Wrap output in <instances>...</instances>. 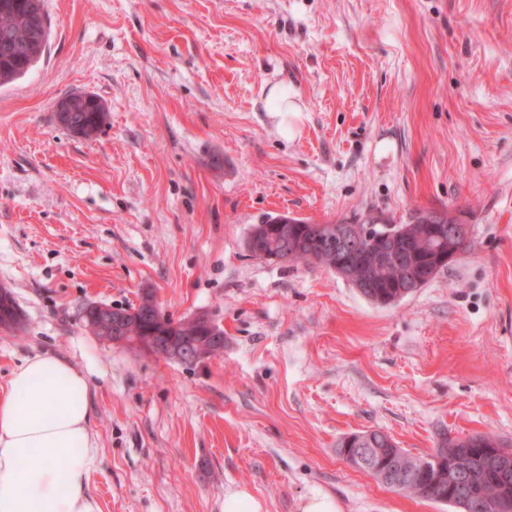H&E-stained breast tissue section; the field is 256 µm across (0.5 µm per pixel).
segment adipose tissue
Listing matches in <instances>:
<instances>
[{
    "instance_id": "1",
    "label": "adipose tissue",
    "mask_w": 512,
    "mask_h": 512,
    "mask_svg": "<svg viewBox=\"0 0 512 512\" xmlns=\"http://www.w3.org/2000/svg\"><path fill=\"white\" fill-rule=\"evenodd\" d=\"M87 375L50 352L26 357L0 391V512H100Z\"/></svg>"
}]
</instances>
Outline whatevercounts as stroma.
<instances>
[{
	"mask_svg": "<svg viewBox=\"0 0 512 512\" xmlns=\"http://www.w3.org/2000/svg\"><path fill=\"white\" fill-rule=\"evenodd\" d=\"M36 65L0 85V388L50 351L90 380L101 512H458L349 466L380 430L407 454L512 446V0H43ZM287 84L289 139L265 98ZM73 92L107 119L55 118ZM455 209L462 258L391 306L317 265L247 252L265 214L408 223ZM153 289L209 312L223 350L185 366L99 340L91 303ZM79 101L95 103L94 97L90 93H78L72 99L60 100L55 106L57 122L60 126L68 129V131L73 134L75 128L72 126V118L69 112H74L75 122L79 124L83 137L89 138L96 134L104 124L106 120V109L99 100L100 103L87 107L83 106L81 112H75L74 104Z\"/></svg>",
	"mask_w": 512,
	"mask_h": 512,
	"instance_id": "1",
	"label": "stroma"
}]
</instances>
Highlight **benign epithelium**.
<instances>
[{
	"mask_svg": "<svg viewBox=\"0 0 512 512\" xmlns=\"http://www.w3.org/2000/svg\"><path fill=\"white\" fill-rule=\"evenodd\" d=\"M90 103L94 97L90 93H78L72 99L59 101L56 106V118L60 126L69 132H74L70 112L74 111L77 102ZM423 223L429 225L432 235L443 241L448 240V254L438 257L437 261L427 270V274L418 278L403 280L398 284L395 299L400 301L421 288L438 272L443 262L450 264L460 257V247L455 241L467 240L471 235V224L465 220L461 213L454 209L440 212L436 215H427ZM372 226L360 224H344L336 231L339 240L338 252L341 257L336 260L333 270L345 278L354 288L369 289L371 284L366 279L353 280L352 272L356 268L365 271L388 262L395 258L393 251L385 245H380L365 252L351 249V244L363 239L371 238ZM138 307L151 315L153 324L144 330L143 335L128 336L126 317L114 308L107 309L101 305L85 313L86 327L101 334V339L112 344L129 346L147 355L161 357L178 363L197 364L212 356V352L222 345L224 337L223 327L216 322L206 311H199L185 321L191 335L179 340L174 338L163 340L160 329L164 324L156 294L151 289L143 291ZM204 329L206 335L195 336L193 332ZM465 452L470 457H481L484 467L499 471L503 477H508L512 471V460L501 457V454L492 448H467ZM341 455L352 467L373 476L376 480L391 487H397L403 479L416 484H424L433 490L439 491L445 498L461 501L468 504L467 494L471 487L480 479V472L466 467H446L444 460L448 452L426 458L416 463L411 470H406V456L401 449L393 447L389 439L377 441L373 438V431L350 435L345 438Z\"/></svg>",
	"mask_w": 512,
	"mask_h": 512,
	"instance_id": "benign-epithelium-1",
	"label": "benign epithelium"
}]
</instances>
